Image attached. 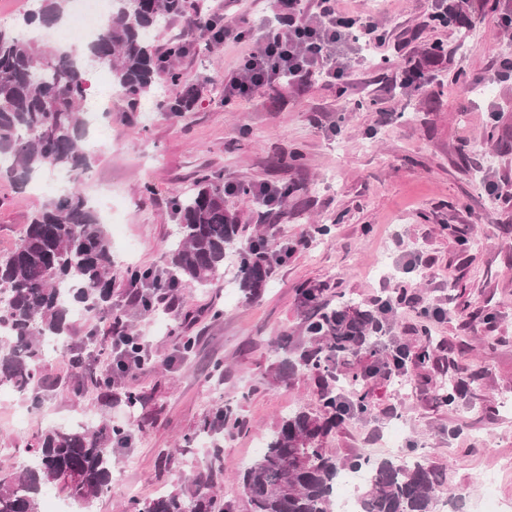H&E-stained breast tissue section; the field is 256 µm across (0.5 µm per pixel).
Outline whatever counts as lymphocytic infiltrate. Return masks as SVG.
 <instances>
[{
  "label": "lymphocytic infiltrate",
  "instance_id": "f902f5d3",
  "mask_svg": "<svg viewBox=\"0 0 512 512\" xmlns=\"http://www.w3.org/2000/svg\"><path fill=\"white\" fill-rule=\"evenodd\" d=\"M273 0L270 18L261 20L262 35L252 41L235 77L224 88L225 101L246 100L262 88L288 82L343 78L346 51L373 53L385 36L371 15L343 7V0Z\"/></svg>",
  "mask_w": 512,
  "mask_h": 512
}]
</instances>
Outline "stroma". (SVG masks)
<instances>
[{
    "label": "stroma",
    "instance_id": "stroma-1",
    "mask_svg": "<svg viewBox=\"0 0 512 512\" xmlns=\"http://www.w3.org/2000/svg\"><path fill=\"white\" fill-rule=\"evenodd\" d=\"M495 0H460L478 23L468 38L455 27L428 22L430 0H350L352 12L374 15L387 41L366 61H351L342 81H314L262 90L247 102L225 103L224 85L239 68L243 46H211L197 39L179 61L194 102L182 116L154 112L140 124L122 120L128 105L107 73L86 75L95 122L97 161L80 185L97 209L121 206L109 224L116 283L112 302L125 324L143 336L150 362L116 376L111 405L96 390L71 392L66 360L49 357L43 374L61 380L40 409L11 398L0 403L1 461L15 467L37 431L54 425H128L131 439L116 449L115 478L96 512H123L130 501L180 494L209 467L235 466L255 457L263 438L293 408L318 404L316 373L272 384L273 342L305 335L301 292L319 289V303L338 296L370 308L402 297L387 316L385 342L430 360L413 368L410 391L368 378L373 410L345 421L326 440L327 451L374 458L421 456L441 468L440 498L456 497L463 512H512V79L492 93L453 75L491 76L499 43L512 39ZM412 60L425 73L403 88L398 63ZM231 190L225 204L238 217L243 242L263 233L269 251L313 225L329 236L297 248L275 263L257 298L235 286L237 258L224 262V281L212 288L181 286L174 310H144L124 286L133 267L156 269L173 239V202L194 187L198 174ZM53 177L24 188L0 181V252L13 249L28 216L48 197ZM289 185L287 201L267 210L248 187ZM448 315L424 335L413 302ZM192 339L179 355L177 337ZM224 369L214 372L215 361ZM481 374L477 396L439 403L434 386L447 375ZM145 400L129 410L126 394ZM231 408L242 422L200 447L205 421ZM401 425V447L383 443ZM458 436H449V429ZM496 473L486 494L480 478Z\"/></svg>",
    "mask_w": 512,
    "mask_h": 512
}]
</instances>
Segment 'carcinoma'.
I'll return each instance as SVG.
<instances>
[{
    "mask_svg": "<svg viewBox=\"0 0 512 512\" xmlns=\"http://www.w3.org/2000/svg\"><path fill=\"white\" fill-rule=\"evenodd\" d=\"M70 0H37L24 24L38 31L57 26ZM189 20L190 34L210 33L213 22L196 0H112L103 29L76 48H58L45 40L0 26V177L23 187L35 176L65 172L74 185L34 210L19 243L0 255V387L6 386L36 406L44 400L45 344L67 343L72 389L93 388L112 401V372L86 368L96 336H77L72 310L100 321L120 320L112 308L116 277L106 225L90 198L75 186L91 170L95 152L86 147L90 106L85 75L106 69L112 89L127 101L123 119L132 124L136 110L157 84L168 96L155 109L179 116L191 106L182 91L178 61L192 46L170 42L154 47L151 35L162 25ZM178 217L174 241L163 255V276L175 285H210L224 274L229 253L240 256L236 279L248 295L258 297L271 275L265 240L240 246L239 225L225 207L224 185L202 176L191 193L174 201ZM383 324L374 310H362L341 297L336 305L312 308L306 316L307 340L283 336L274 343L277 365L269 382L286 383L304 371L319 373V406L298 407L281 417L260 454L235 468L234 482L251 512H331L333 492L346 472L365 473L358 494L360 512H437L443 471L420 457L371 459L331 455L326 438L348 416L370 410L367 394L344 407L338 390L372 375L336 374V361L366 351ZM467 382L453 377L436 389L445 405L455 402ZM238 418L217 411L211 432L230 433ZM128 430L103 419L95 426L56 427L33 436L29 460L0 469V512H40L48 486L62 487L80 512L95 504L112 484L114 448L128 443ZM213 471L196 476L185 496L160 495L131 512H216Z\"/></svg>",
    "mask_w": 512,
    "mask_h": 512,
    "instance_id": "obj_1",
    "label": "carcinoma"
}]
</instances>
